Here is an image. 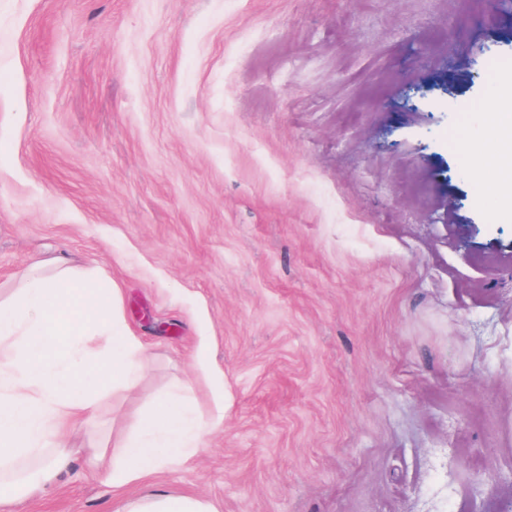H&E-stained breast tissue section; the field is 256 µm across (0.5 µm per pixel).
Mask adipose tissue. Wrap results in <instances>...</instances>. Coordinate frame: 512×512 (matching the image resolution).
<instances>
[{"instance_id": "adipose-tissue-1", "label": "adipose tissue", "mask_w": 512, "mask_h": 512, "mask_svg": "<svg viewBox=\"0 0 512 512\" xmlns=\"http://www.w3.org/2000/svg\"><path fill=\"white\" fill-rule=\"evenodd\" d=\"M492 129L472 161L485 168L512 155V78L486 103ZM33 263L0 294V512L42 496L75 460L67 439L97 421L104 398L137 389L148 351L122 318L119 289L59 262ZM190 386L159 396L90 462L117 493L114 512H213L199 497L127 494V487L192 459L222 415L194 414Z\"/></svg>"}]
</instances>
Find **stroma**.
Wrapping results in <instances>:
<instances>
[{
  "mask_svg": "<svg viewBox=\"0 0 512 512\" xmlns=\"http://www.w3.org/2000/svg\"><path fill=\"white\" fill-rule=\"evenodd\" d=\"M499 0H0V288L67 256L224 424L131 485L216 512H512V213L463 170ZM85 456L22 512H111Z\"/></svg>",
  "mask_w": 512,
  "mask_h": 512,
  "instance_id": "obj_1",
  "label": "stroma"
}]
</instances>
